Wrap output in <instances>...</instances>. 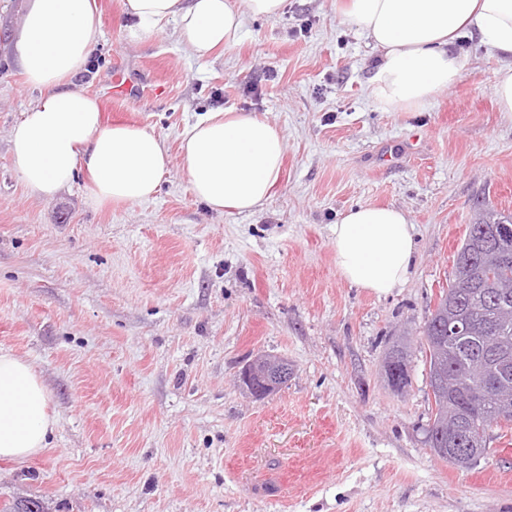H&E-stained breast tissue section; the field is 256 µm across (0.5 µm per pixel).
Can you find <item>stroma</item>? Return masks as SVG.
Instances as JSON below:
<instances>
[{
    "instance_id": "stroma-1",
    "label": "stroma",
    "mask_w": 512,
    "mask_h": 512,
    "mask_svg": "<svg viewBox=\"0 0 512 512\" xmlns=\"http://www.w3.org/2000/svg\"><path fill=\"white\" fill-rule=\"evenodd\" d=\"M26 0H0V351L24 358L58 420L49 448L0 459V505L44 512H512V425L460 470L423 443L431 410L419 330L479 209L512 213V115L499 62L476 40L461 80L424 109L370 96L376 54L336 0H287L246 18L237 45L197 58L175 24L137 43L119 0L77 88L109 96L171 158L154 198L95 202L77 175L55 198L20 179L10 134L40 95L11 51ZM248 112L279 127V187L254 213L208 210L181 169L199 116ZM393 205L414 226L407 282L378 297L338 274L330 228ZM405 345L412 384L384 362ZM293 373L258 400L236 384L254 355Z\"/></svg>"
}]
</instances>
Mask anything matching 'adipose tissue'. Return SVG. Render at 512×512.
<instances>
[{"label": "adipose tissue", "mask_w": 512, "mask_h": 512, "mask_svg": "<svg viewBox=\"0 0 512 512\" xmlns=\"http://www.w3.org/2000/svg\"><path fill=\"white\" fill-rule=\"evenodd\" d=\"M287 0H121L127 38L138 42L176 24L200 58L243 37L249 17L279 18ZM344 22L370 41L378 62L371 96L390 112L426 106L456 83L467 61L456 51L476 38L499 66L491 85L499 111L512 113V0H341ZM101 26L96 0H28L13 53L41 94L13 128L11 149L29 192L54 198L77 174L101 203L151 198L171 160L146 129L106 124L97 98L72 80L86 67ZM285 136L244 112H209L186 127L181 167L195 198L214 212H254L275 194ZM413 227L393 206L360 205L332 226L336 269L350 286L377 296L408 280ZM57 420L48 392L23 358L0 353V459L21 461L48 446Z\"/></svg>", "instance_id": "adipose-tissue-1"}]
</instances>
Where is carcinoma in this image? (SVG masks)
I'll use <instances>...</instances> for the list:
<instances>
[{
	"label": "carcinoma",
	"instance_id": "obj_1",
	"mask_svg": "<svg viewBox=\"0 0 512 512\" xmlns=\"http://www.w3.org/2000/svg\"><path fill=\"white\" fill-rule=\"evenodd\" d=\"M512 226V214L482 210L476 225ZM474 225V226H476ZM468 225L457 254L470 263L473 285L460 288L457 278L442 289L422 326L428 387L434 401L431 416L423 427L424 444L442 460L470 469L487 453L486 433L499 423L512 424V413L502 416L495 408L496 397L512 401V370L483 363L487 339L499 337L512 352V257L506 261L486 260L481 244ZM453 309L464 331L448 336V309ZM412 367L407 353L392 348L385 376L396 378L391 389L402 393L411 386Z\"/></svg>",
	"mask_w": 512,
	"mask_h": 512
}]
</instances>
